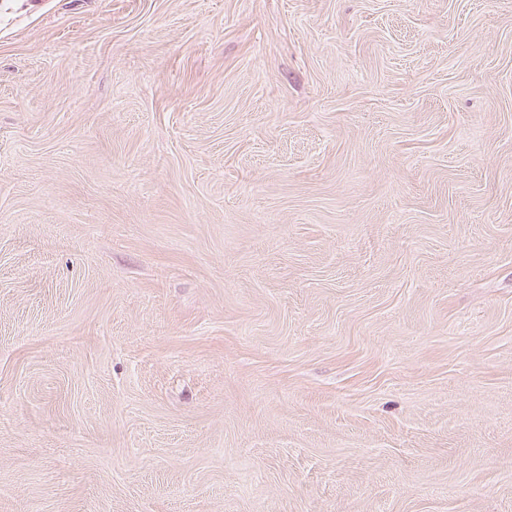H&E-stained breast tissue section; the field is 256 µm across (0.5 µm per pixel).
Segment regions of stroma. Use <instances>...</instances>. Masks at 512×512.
Masks as SVG:
<instances>
[{"instance_id": "stroma-1", "label": "stroma", "mask_w": 512, "mask_h": 512, "mask_svg": "<svg viewBox=\"0 0 512 512\" xmlns=\"http://www.w3.org/2000/svg\"><path fill=\"white\" fill-rule=\"evenodd\" d=\"M0 512H512V0H0Z\"/></svg>"}]
</instances>
